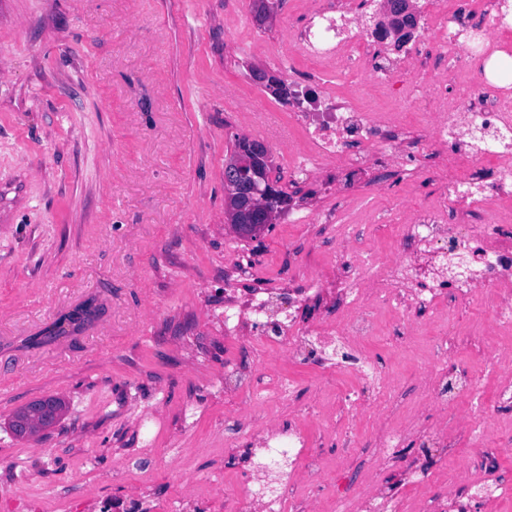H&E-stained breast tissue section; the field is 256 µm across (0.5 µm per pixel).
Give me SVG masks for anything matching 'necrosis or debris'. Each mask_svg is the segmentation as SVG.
<instances>
[{
  "mask_svg": "<svg viewBox=\"0 0 512 512\" xmlns=\"http://www.w3.org/2000/svg\"><path fill=\"white\" fill-rule=\"evenodd\" d=\"M296 24L268 55L292 91L278 99L275 91L258 85L259 95L277 101L302 144L289 149L280 168L289 183L299 176L321 177L324 194L349 193L359 178L375 180L378 171L400 175L430 162V174L441 189L429 205L409 215L393 212L387 231L394 251L383 257L346 248L331 262V276L304 274L275 292L240 291L224 282V334L278 338L300 363H334L359 381L357 399L342 397L344 417L317 410L313 418L323 431L340 433L353 443L350 420L379 417L382 397L394 386L389 371L375 367L360 347L376 341L393 349L397 336H416L419 312L434 311L438 337L432 352L419 364L423 402L447 406L442 387L447 362L445 345L455 311L471 304L477 292H487L490 335L512 333V223L500 204L512 199V92L495 85L486 65L497 49L496 33L512 29V14L494 0H470L468 9L451 0H426L417 7H396L390 0H365L358 16H350L336 0H300ZM412 27L410 40L398 32ZM313 61L312 70L298 62ZM354 64L372 85L398 88L397 112H370L356 96L336 94L332 83L339 67ZM415 111L428 134L406 143L403 110ZM494 160L484 168V160ZM335 295L341 317L322 315L304 324L299 311L323 295ZM387 308L392 329L385 330L373 314ZM452 419L472 445L497 452L512 450V431L496 420L478 417L474 409L453 413ZM239 432L257 439L266 461L246 477L225 506V512H286L291 499L271 477L282 460L299 461L314 454L305 425L258 431L249 411L237 412ZM416 433L423 447H445L448 435L430 425L417 411L403 424L374 440L376 459L394 457L400 440ZM409 484L420 489L414 506L390 500L378 482L359 485L335 505L356 501L360 512H458L459 469L447 475L415 464L404 469ZM34 478L23 480V512H161L145 492L112 497L89 491L65 496L35 493Z\"/></svg>",
  "mask_w": 512,
  "mask_h": 512,
  "instance_id": "4bbe7bcc",
  "label": "necrosis or debris"
}]
</instances>
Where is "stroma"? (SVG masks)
<instances>
[{
    "instance_id": "stroma-1",
    "label": "stroma",
    "mask_w": 512,
    "mask_h": 512,
    "mask_svg": "<svg viewBox=\"0 0 512 512\" xmlns=\"http://www.w3.org/2000/svg\"><path fill=\"white\" fill-rule=\"evenodd\" d=\"M297 4L281 0L259 27L252 0H0V65L8 70L0 79V501L18 496L27 471L44 495L108 487L120 497L144 482L163 502L203 480L211 512H224L225 497L257 463L247 438L230 429L228 448L213 450L225 402L251 408L262 428L293 422L311 405H336L356 386L354 375L295 362L284 349L257 364L250 343L226 339L217 326L238 250L255 265L238 283L249 291L277 287L297 269H325L337 248L332 228L313 234L277 220L244 240L224 222V159L236 138L261 136L248 113L288 128L287 113L255 97L250 77L269 68L261 41L284 34ZM436 190L420 168L404 178L381 173L373 186L358 181L349 200L321 198L315 179L299 192L365 223L399 201L427 205ZM90 296L104 313L76 341L25 348L26 337ZM486 299L478 293L473 308ZM473 308L457 314L466 369L448 370V400L467 405L478 381L481 409L512 427V408L499 404L484 367ZM421 320L408 353L364 345L399 385L386 418L357 423L356 454L310 423L335 481L313 483L295 512H322L335 482L374 475L417 498L397 463L371 469L365 443L419 396L415 364L430 352L434 328L430 314ZM228 365L238 369L229 382ZM253 371L292 384L287 404L264 405L248 384ZM47 396L70 404L55 427L22 441L4 431L14 409ZM200 403L207 410L198 419L185 416ZM143 410L160 418L149 449L135 418ZM177 454L187 462L179 481ZM88 455L95 469L81 467Z\"/></svg>"
}]
</instances>
